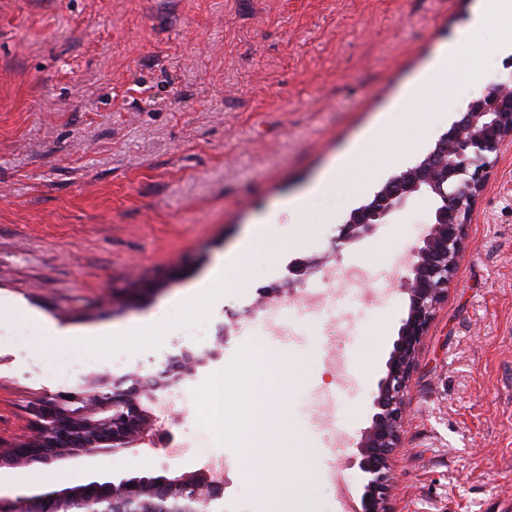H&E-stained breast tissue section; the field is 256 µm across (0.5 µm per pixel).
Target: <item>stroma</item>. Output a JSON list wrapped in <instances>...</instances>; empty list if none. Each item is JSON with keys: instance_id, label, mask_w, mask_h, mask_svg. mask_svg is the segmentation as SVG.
<instances>
[{"instance_id": "obj_1", "label": "stroma", "mask_w": 512, "mask_h": 512, "mask_svg": "<svg viewBox=\"0 0 512 512\" xmlns=\"http://www.w3.org/2000/svg\"><path fill=\"white\" fill-rule=\"evenodd\" d=\"M483 4L0 0V438L27 434L26 406L62 390L74 365L87 384L108 364L134 385L176 351L204 359L178 381L184 410L160 417L153 444L2 466L26 484L0 498L59 492L73 475L170 477L220 458L225 503L263 512L279 486L241 478V444L221 439L205 400L227 376L224 413L242 415L259 347L268 366H302L272 399L261 454L281 468L289 431L292 456L312 452L304 512H339L326 435L313 429L329 411L348 437L342 477L360 491L352 460L408 308L397 257L421 240L434 202L414 197L354 246L339 242V227L420 162L485 83L512 78V29L470 30ZM449 46L468 73L449 119L435 121L421 76ZM349 154L362 168L340 191H320ZM241 247L244 287L188 299ZM313 256L339 274L311 275L302 293L335 299V321L293 292L267 322L261 288ZM355 267L362 282L345 276ZM45 320L77 341L61 343ZM405 404L391 512H512V140L491 158Z\"/></svg>"}]
</instances>
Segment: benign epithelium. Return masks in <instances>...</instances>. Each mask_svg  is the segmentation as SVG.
I'll list each match as a JSON object with an SVG mask.
<instances>
[{"instance_id":"7a95c632","label":"benign epithelium","mask_w":512,"mask_h":512,"mask_svg":"<svg viewBox=\"0 0 512 512\" xmlns=\"http://www.w3.org/2000/svg\"><path fill=\"white\" fill-rule=\"evenodd\" d=\"M512 137V82H494L473 98L459 120L441 136L428 156L385 183L374 201L351 213L340 227L345 244L358 243L391 223L416 195L434 199L427 231L402 261L399 287L408 295L407 316L377 385L378 409L358 443L359 467L365 473L357 512H388L390 459L400 439L405 393L416 365L417 351L436 308L448 292L464 250L465 228L490 168L489 156ZM326 261L301 259L290 266L292 277L262 293L270 299L292 291ZM193 358L178 357L151 383L146 400L139 388H125L116 380L100 394L61 391L34 401L27 413L37 429L30 439L0 447V466L13 463L48 464L63 456L118 453L136 447L156 427L157 417L145 405L156 400L155 391L180 379ZM224 494V482L210 469L174 477H132L93 480L62 492L35 496L17 506L0 500V512H68L80 500L86 512H101L112 503L113 512H211Z\"/></svg>"}]
</instances>
